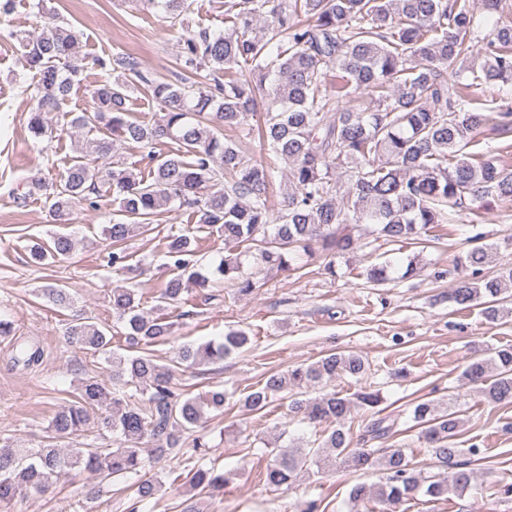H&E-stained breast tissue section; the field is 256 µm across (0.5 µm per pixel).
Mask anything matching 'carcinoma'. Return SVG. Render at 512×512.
I'll return each instance as SVG.
<instances>
[{
	"label": "carcinoma",
	"mask_w": 512,
	"mask_h": 512,
	"mask_svg": "<svg viewBox=\"0 0 512 512\" xmlns=\"http://www.w3.org/2000/svg\"><path fill=\"white\" fill-rule=\"evenodd\" d=\"M142 9L160 7L170 27H180L176 64L177 83L159 81L125 54L96 59L112 73L88 90L91 104L71 120L84 132L80 155L59 174L56 183L34 180L38 189H52L50 210L58 224L70 221L77 201L98 207L99 185L112 190L119 209L104 233L112 243V265L127 268L129 255L118 249L127 239L150 231L159 211L172 203L191 210L196 230L224 237L228 255L204 267L197 248L185 234L172 235L166 250L172 268L158 290V307L181 300L189 287L205 290L224 285L240 295L260 288L257 273L244 269V259L258 254L269 269H293L295 257L311 255L319 242L344 254L355 246L345 232L352 225L375 224L386 241L418 240L441 224L455 221L466 201L497 197L512 201V169L486 153L473 163L463 149L481 135L492 119L498 129L512 133V107H475L461 82L462 73L480 68L484 80L512 83V20L497 18L502 0H479L485 21L493 22L492 37L474 52L476 13L467 0H224V33L205 27L189 28L193 0H134ZM267 17V31L257 29ZM28 69L37 82L27 128L32 138H52L46 114L80 92L77 68L65 67L79 53L72 27L46 22L36 35L12 31ZM479 66H473L474 62ZM358 89L370 91L366 109L340 108L341 100ZM140 92L159 106V117L146 119L131 110V94ZM262 112V121L246 130L257 142L249 151L223 132L244 125ZM173 141L169 154L157 146ZM136 145L150 168L144 177L127 167L104 170L86 157L113 158L121 146ZM288 164V191L279 214L270 217V188L275 161ZM348 176L344 194L336 173ZM224 187L214 191L219 183ZM75 248L67 234L29 245L39 264L63 260ZM496 247L471 248L462 263L466 274L448 294V301L469 308L483 305L495 321L512 301V265L488 278ZM393 265L371 264L362 276L371 283L391 279ZM44 298L59 310L74 306V296L62 286L48 285ZM112 314L124 324L129 348L168 340L172 325L140 311L141 299L131 288L112 289ZM63 335L91 355L112 347V333L89 316L66 324ZM249 336L230 330L220 343L208 341L178 350V364L188 371L200 364L218 363L246 347ZM42 351L31 345L15 356L29 369ZM112 384L97 376L79 383L73 399L52 418L44 444L17 448L0 440V506L27 490L43 491L52 476L91 470L99 482L86 496L97 500L117 476H138L136 497L129 512L157 497L162 484L140 476L150 459H160L182 447L198 458L209 452L203 437L182 440L206 412H224L226 393L215 385L199 398L174 387L173 373L150 352L107 358ZM367 361L353 352L327 354L308 365L267 375L249 391L242 405L251 412L265 410L280 393L290 392L289 411L321 429L318 446L301 452L291 446L277 450L274 460L260 469L269 487L293 484L311 463L318 469L385 471L383 482L357 484L350 501L373 503L379 512H395L398 504L422 494L438 500L461 494L471 485L473 472L458 461L463 453L476 456L477 447L456 445L461 418L456 411L440 412L431 401L416 403L411 419L419 440L448 474L433 479L410 467L405 448L353 447L346 422L355 408L372 412L362 441H382L393 433L398 418L379 409L382 398L366 387L355 398L334 391L314 399L302 389L343 376L365 377ZM465 383L484 386L485 398L498 405L512 404V345L476 359L462 372ZM96 434L87 440L91 413ZM124 438L119 448L97 446L105 433ZM227 478L210 470L192 473L194 489L219 491Z\"/></svg>",
	"instance_id": "carcinoma-1"
}]
</instances>
